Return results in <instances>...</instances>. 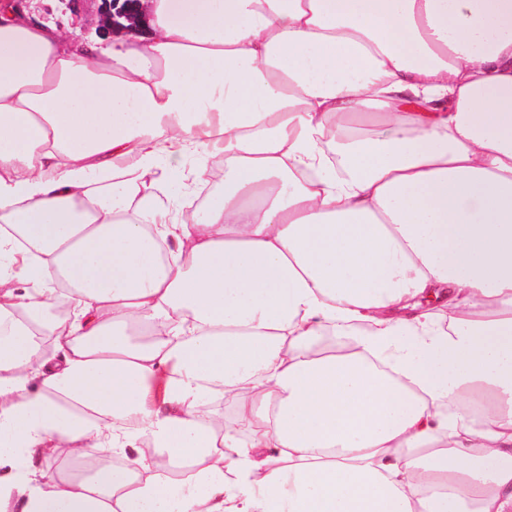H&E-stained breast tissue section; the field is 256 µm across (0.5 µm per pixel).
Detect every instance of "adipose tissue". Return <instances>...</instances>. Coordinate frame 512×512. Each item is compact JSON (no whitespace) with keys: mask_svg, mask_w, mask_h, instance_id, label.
Segmentation results:
<instances>
[{"mask_svg":"<svg viewBox=\"0 0 512 512\" xmlns=\"http://www.w3.org/2000/svg\"><path fill=\"white\" fill-rule=\"evenodd\" d=\"M0 512H512V0H0ZM103 4L102 0H87L83 2L82 7V20L81 27L76 29V35L78 38H83L88 33H92L96 29L99 10Z\"/></svg>","mask_w":512,"mask_h":512,"instance_id":"ef3b65f1","label":"adipose tissue"}]
</instances>
